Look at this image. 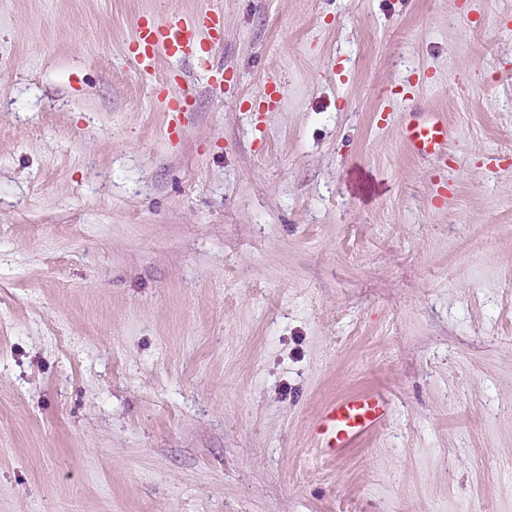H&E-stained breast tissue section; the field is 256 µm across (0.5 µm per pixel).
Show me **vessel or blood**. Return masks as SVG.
Returning <instances> with one entry per match:
<instances>
[{
  "instance_id": "vessel-or-blood-1",
  "label": "vessel or blood",
  "mask_w": 512,
  "mask_h": 512,
  "mask_svg": "<svg viewBox=\"0 0 512 512\" xmlns=\"http://www.w3.org/2000/svg\"><path fill=\"white\" fill-rule=\"evenodd\" d=\"M223 31V14L205 9L187 17L170 11L163 16L138 21L129 55L141 80L152 81L160 59L195 58L204 64L211 84L223 85L224 68L214 64L213 51ZM283 99L279 78L270 77L255 98V106L274 111ZM400 135L411 154L424 161L440 160L448 142V124L435 112L407 113ZM392 403L381 390H368L326 403L313 420L310 433L314 451L321 457L337 459L350 448L377 433L389 420Z\"/></svg>"
}]
</instances>
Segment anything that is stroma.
<instances>
[{"label": "stroma", "mask_w": 512, "mask_h": 512, "mask_svg": "<svg viewBox=\"0 0 512 512\" xmlns=\"http://www.w3.org/2000/svg\"><path fill=\"white\" fill-rule=\"evenodd\" d=\"M212 6L230 81L137 78L141 16ZM508 15L0 0V512H512ZM373 389L389 424L319 459L320 408ZM282 99L281 82L279 78L273 76L266 81L263 91L256 98L251 100L250 109L253 104L259 109L262 105H265L266 112H272L280 107ZM191 108V102L185 97L168 100L164 112H166V131L171 135L179 127L182 112H188ZM400 135L411 154L424 161L442 160L448 142V123L435 112H408Z\"/></svg>", "instance_id": "1"}]
</instances>
